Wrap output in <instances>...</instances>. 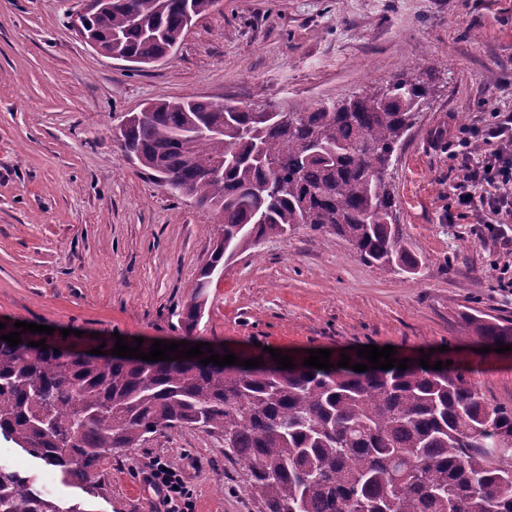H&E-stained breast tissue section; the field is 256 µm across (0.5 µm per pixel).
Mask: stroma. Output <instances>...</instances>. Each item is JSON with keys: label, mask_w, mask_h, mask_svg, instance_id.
Returning a JSON list of instances; mask_svg holds the SVG:
<instances>
[{"label": "stroma", "mask_w": 512, "mask_h": 512, "mask_svg": "<svg viewBox=\"0 0 512 512\" xmlns=\"http://www.w3.org/2000/svg\"><path fill=\"white\" fill-rule=\"evenodd\" d=\"M89 0H0V322L52 327L82 348L143 338L285 355L365 345L445 347L491 404L512 407V351L484 352L473 317L512 322V223L448 206L459 128L512 113V0H223L174 57L141 67L96 53L73 24ZM427 94L388 179L419 274L382 272L350 244L302 227L226 261L193 332L181 325L218 236L212 210L177 199L124 152L128 115L165 97L293 110L378 95L397 78ZM180 470L193 512H266L216 433L155 435L103 461L97 494L13 441L0 462L82 512H157L150 461Z\"/></svg>", "instance_id": "obj_1"}]
</instances>
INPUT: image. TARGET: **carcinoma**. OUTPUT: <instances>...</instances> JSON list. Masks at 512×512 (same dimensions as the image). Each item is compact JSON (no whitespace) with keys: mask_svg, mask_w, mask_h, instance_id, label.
<instances>
[{"mask_svg":"<svg viewBox=\"0 0 512 512\" xmlns=\"http://www.w3.org/2000/svg\"><path fill=\"white\" fill-rule=\"evenodd\" d=\"M216 0H124L88 18L112 52L152 64ZM424 96L399 78L380 95L294 111L157 99L120 129L124 148L177 198L213 210L221 237L182 313L195 328L214 271L301 226L346 239L366 262L416 272L386 181ZM490 345L512 326L473 318ZM31 336L0 339V434L91 491L104 459L162 432L224 436L267 512H512V407L449 366L359 372L90 357ZM0 512H83L0 465Z\"/></svg>","mask_w":512,"mask_h":512,"instance_id":"1","label":"carcinoma"}]
</instances>
